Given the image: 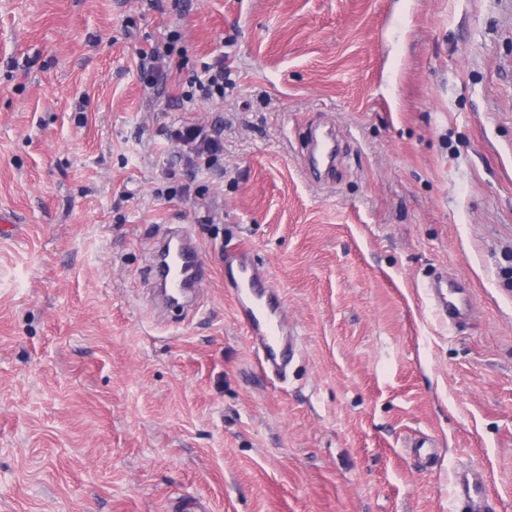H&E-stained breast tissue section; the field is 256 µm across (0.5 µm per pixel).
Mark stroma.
Wrapping results in <instances>:
<instances>
[{
  "label": "stroma",
  "instance_id": "35a3bbf8",
  "mask_svg": "<svg viewBox=\"0 0 512 512\" xmlns=\"http://www.w3.org/2000/svg\"><path fill=\"white\" fill-rule=\"evenodd\" d=\"M153 49L227 53L231 86L146 87ZM187 121L222 170L184 168ZM0 216V512H455L470 465L512 512V0H0ZM182 225L210 276L162 312ZM238 243L300 337L280 376L224 286ZM169 141L182 146L186 165L190 170L209 171L219 168L224 159V140L221 134L202 124L185 122L169 130ZM445 293L448 294L447 300ZM427 295L431 300L438 317L446 323L461 325L469 316V293L461 282L456 279L435 281L428 286Z\"/></svg>",
  "mask_w": 512,
  "mask_h": 512
}]
</instances>
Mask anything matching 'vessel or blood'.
Listing matches in <instances>:
<instances>
[{
	"mask_svg": "<svg viewBox=\"0 0 512 512\" xmlns=\"http://www.w3.org/2000/svg\"><path fill=\"white\" fill-rule=\"evenodd\" d=\"M163 248L168 256L165 261L154 263V279L169 295L184 299L186 289L204 279L206 267L189 232L169 239ZM224 285L231 290L239 322L260 345L262 367L285 368L296 354L298 343L284 328L279 294L255 267L248 247L239 246L225 254ZM427 295L441 320L452 325L466 322L470 301L468 290L461 282L448 278L433 282ZM488 485L484 468L456 472L453 497L457 512H488Z\"/></svg>",
	"mask_w": 512,
	"mask_h": 512,
	"instance_id": "vessel-or-blood-1",
	"label": "vessel or blood"
}]
</instances>
